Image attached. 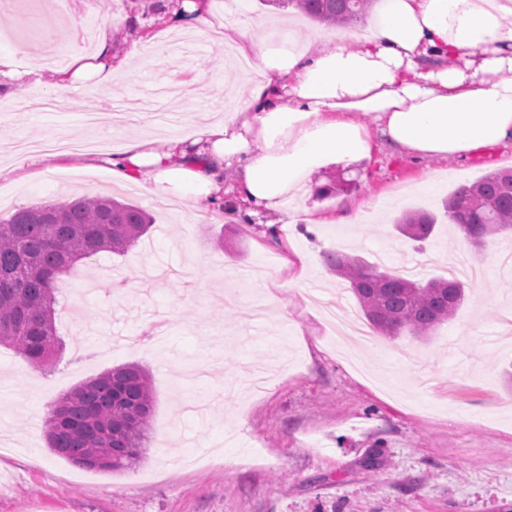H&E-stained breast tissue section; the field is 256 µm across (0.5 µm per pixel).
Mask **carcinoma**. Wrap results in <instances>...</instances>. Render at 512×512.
<instances>
[{
	"label": "carcinoma",
	"instance_id": "cac0c4a2",
	"mask_svg": "<svg viewBox=\"0 0 512 512\" xmlns=\"http://www.w3.org/2000/svg\"><path fill=\"white\" fill-rule=\"evenodd\" d=\"M264 2L291 6L327 27H344L365 17L374 0ZM443 209L462 233L475 225L484 238L511 237L512 170L459 186ZM151 224L141 207L101 195L22 207L0 222V345L14 348L35 370L53 368L60 342L54 322L60 275L101 252L127 251ZM435 227L436 218L428 213H407L396 224L397 232L419 248ZM325 260L349 283L370 324L388 336L405 329L417 338L431 336L455 317L465 299L464 285L453 277L423 283L337 251ZM154 402L152 380L142 366L114 368L82 383L51 410L48 447L90 470L135 468L143 460Z\"/></svg>",
	"mask_w": 512,
	"mask_h": 512
}]
</instances>
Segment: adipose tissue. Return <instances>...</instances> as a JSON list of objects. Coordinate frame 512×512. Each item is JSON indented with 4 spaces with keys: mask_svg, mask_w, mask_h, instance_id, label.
Masks as SVG:
<instances>
[{
    "mask_svg": "<svg viewBox=\"0 0 512 512\" xmlns=\"http://www.w3.org/2000/svg\"><path fill=\"white\" fill-rule=\"evenodd\" d=\"M211 25L207 0H183L163 30ZM220 38L256 74L223 118L190 113L192 135L171 137L165 150L140 137L112 155L86 154V161L105 163L114 183L162 202L284 218L314 172L369 158L375 131L412 158L512 143V0H382L371 36L355 49L342 34L313 52L295 41L272 48L240 25ZM72 61L54 95L87 84L110 88L120 67L107 35L94 61L78 54Z\"/></svg>",
    "mask_w": 512,
    "mask_h": 512,
    "instance_id": "obj_1",
    "label": "adipose tissue"
}]
</instances>
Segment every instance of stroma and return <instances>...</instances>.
Wrapping results in <instances>:
<instances>
[{
  "label": "stroma",
  "mask_w": 512,
  "mask_h": 512,
  "mask_svg": "<svg viewBox=\"0 0 512 512\" xmlns=\"http://www.w3.org/2000/svg\"><path fill=\"white\" fill-rule=\"evenodd\" d=\"M166 0H70L68 16L39 0H0V55L17 70L55 69L24 52L51 41L67 52L77 17L84 55L87 27H110L113 52L126 56L109 91L84 86L51 113L30 107L29 91L0 110V169L19 139L99 136L113 147L147 136L155 149L186 132L185 122L135 114L108 118L124 99L160 78L170 86L161 110L221 112L247 74L210 33L193 35L189 55L172 59L157 38ZM241 23L278 45L289 30L304 43L336 29L293 9L246 0ZM137 47L129 55V47ZM512 169V148L497 146L451 159H414L375 145L370 159L321 170L313 182L350 191L305 195L290 223L268 237L263 225L158 206L107 169L73 164L21 183L0 178V220L20 207L101 194L146 210L150 230L119 255L78 263L59 296L57 333L65 341L53 370L38 373L0 345V512H512V238H488L475 250L449 225L443 200L483 175ZM437 218L423 250L397 236L405 212ZM346 213L348 222L322 223ZM341 250L386 269L443 276L450 259L484 265L457 315L427 338L375 336L373 345L339 347L325 316L331 304L360 313L347 283L323 255ZM135 363L150 374L155 405L146 459L139 468H81L47 446L54 404L83 382Z\"/></svg>",
  "instance_id": "35a3bbf8"
}]
</instances>
